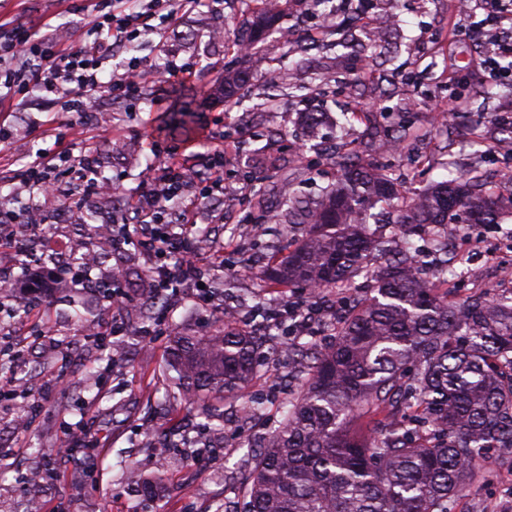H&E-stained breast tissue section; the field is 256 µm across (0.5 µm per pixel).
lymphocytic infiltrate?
Returning a JSON list of instances; mask_svg holds the SVG:
<instances>
[{
	"mask_svg": "<svg viewBox=\"0 0 512 512\" xmlns=\"http://www.w3.org/2000/svg\"><path fill=\"white\" fill-rule=\"evenodd\" d=\"M484 17L470 27L481 44V63L490 78L512 74V0H481ZM198 0H111V9L103 17L93 18L92 40L71 48L63 46L55 29L45 27L39 37H32L22 25L0 24V101L33 94L54 96L62 111L82 114L89 111L96 98H130L142 87L133 77L138 63L125 65L123 73L106 74L104 65L114 46L133 42L147 20L165 12L173 23L181 11L192 9ZM71 146L59 142L55 152L37 151L23 173L22 184L28 198L22 207L9 208L0 202V241L11 239L12 228L26 224L36 227L39 200L57 191L49 173L56 165L78 161L80 168L93 169L95 150L85 146L82 155L72 157ZM200 174L171 164L152 167L139 195L136 223L122 224L112 233V247L120 250L128 239H136L148 255L149 282L155 288H176L184 284L207 283L208 274L224 268V250L215 248L208 257H200L194 242L195 223H174L168 205L172 200L199 198ZM20 266L10 282L15 297L38 300L63 290L92 288L111 299L122 286L123 275L113 272L96 277L90 266H83L80 276L64 268H50L39 263L20 262L16 253L0 249V262Z\"/></svg>",
	"mask_w": 512,
	"mask_h": 512,
	"instance_id": "obj_1",
	"label": "lymphocytic infiltrate"
}]
</instances>
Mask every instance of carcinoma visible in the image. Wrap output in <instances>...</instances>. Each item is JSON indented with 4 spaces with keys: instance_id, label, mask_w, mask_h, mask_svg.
<instances>
[{
    "instance_id": "1",
    "label": "carcinoma",
    "mask_w": 512,
    "mask_h": 512,
    "mask_svg": "<svg viewBox=\"0 0 512 512\" xmlns=\"http://www.w3.org/2000/svg\"><path fill=\"white\" fill-rule=\"evenodd\" d=\"M254 2L229 46L242 59L246 45L257 49L260 18L284 30L274 0ZM248 79L246 68H224V104L240 103ZM196 112L195 99L174 94L159 132L190 139ZM276 188V221L310 229L270 263L265 286L325 291L371 277L376 288L336 325L330 345L295 346L308 361L305 386L254 454L242 512H450L478 469L493 464L487 451L512 448V298L449 299L444 233L460 214L471 227L496 223L512 198L482 191L471 171L402 200L395 223L433 234L438 258L424 278L403 251L367 264L381 247L367 211L400 196L382 168L350 160L311 206L288 178ZM261 348L259 336L226 320L206 334H177L168 369L188 405L211 421V399L241 396L256 378Z\"/></svg>"
}]
</instances>
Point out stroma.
<instances>
[{
  "label": "stroma",
  "instance_id": "1",
  "mask_svg": "<svg viewBox=\"0 0 512 512\" xmlns=\"http://www.w3.org/2000/svg\"><path fill=\"white\" fill-rule=\"evenodd\" d=\"M88 0H0V24H24L40 32L43 23L57 26L60 40L69 46L86 39L92 11ZM329 13L314 0H286L285 26L292 44L277 35L260 43L248 64L253 84L242 92L236 107L202 99L194 140L159 135L175 86L210 89L226 66L237 65L234 53L209 33L221 29L232 35L245 17V0H204L202 6L181 14L177 23L158 32L143 33L133 48L117 51L112 61L135 58L156 72L157 78L140 98L104 100L95 119L61 111L49 101H32L27 110L12 112L13 134L0 144V193L20 186L21 170L29 150L56 151L59 134L74 142L91 139L97 149L100 175L121 185L112 200L84 196L98 222L129 219V207L143 182L142 171L153 154L174 165L187 164L205 172L213 165L217 143L228 141L224 169L225 195H214L206 209L197 211L198 227L209 235L203 249L224 243V273L212 282L210 301L195 289L167 292L155 303L136 270L147 267L142 252L126 246L124 252L101 258L105 271L120 265L129 275L125 288L131 307L96 302L91 292H63L37 303L28 315L12 307L0 312V336L22 340L20 356L0 353V379H25L21 397L0 396V512H26L38 499L42 512H215L231 503L239 512L253 468L251 450L262 444L281 421L284 408L301 391L297 377L300 359L288 352L289 343L316 339L326 343L341 310L370 294L372 284L358 279L355 288L312 297L308 290L287 293L263 287L257 273L288 245H298L308 227L274 224L269 212L279 207L276 197L257 201L260 187L291 176L302 199L320 198L335 183L348 158L371 154L373 162L388 168L405 193L448 180L447 160L459 167L478 166L487 190L512 196V135H497L496 153H475L469 145L470 128L492 116L512 112V82L492 84L478 63L473 46L453 37L455 27L469 24L465 0H390L397 22L377 42L354 47L362 28L380 15L376 0H334ZM367 75H360V64ZM294 74L303 88L283 96L271 114L256 111L263 93L273 92L274 70ZM458 94L469 116L462 122H442L436 107L449 94ZM324 114L317 132L302 118L308 108ZM361 113L358 121L350 113ZM401 126L415 130L414 138L399 150L370 153L372 144ZM262 154L265 165L253 158ZM44 233L16 238L13 249L41 261L69 257L70 240L89 241L88 227L71 214L65 198L41 203ZM465 278L449 276V295L461 299L487 288L512 297V282L498 278L501 265L512 264V219L483 226L468 254ZM240 311V321L264 342L260 372L243 396L223 402V421L204 427V419L181 397L165 372L169 345L176 334L213 330L224 317L225 306ZM316 315L304 333L292 331L285 306ZM95 326L103 342L84 336ZM122 333L110 337V327ZM113 364H106L105 354ZM66 384L52 386L57 369ZM259 403L261 411L243 415V404ZM175 437L176 447L165 455L158 444ZM50 461L54 475L40 484L23 480L38 460ZM163 472L154 500L136 490L139 477ZM452 512H512V465L479 474L453 502Z\"/></svg>",
  "mask_w": 512,
  "mask_h": 512
}]
</instances>
